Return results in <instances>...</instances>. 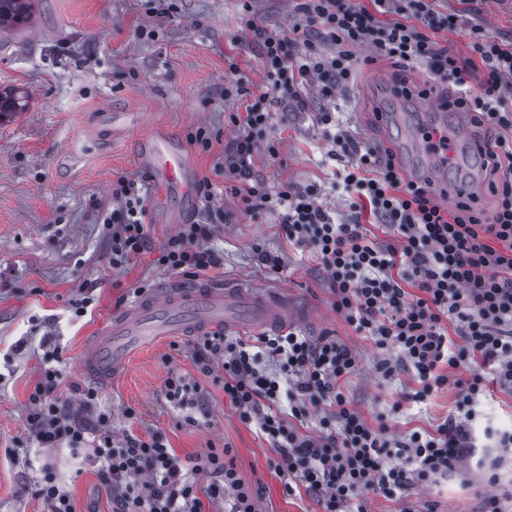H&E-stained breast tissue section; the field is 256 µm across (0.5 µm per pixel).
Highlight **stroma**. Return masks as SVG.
I'll return each mask as SVG.
<instances>
[{
  "mask_svg": "<svg viewBox=\"0 0 512 512\" xmlns=\"http://www.w3.org/2000/svg\"><path fill=\"white\" fill-rule=\"evenodd\" d=\"M177 9L162 15V0H35L31 24L0 30V87L27 91L24 112L0 124V512H49L37 494L44 465L71 493L79 512H110L111 502L88 448L63 443L40 448L26 434L32 410L29 395L40 375L44 341L59 347L67 377L61 398L77 400L83 385L81 360L99 331L120 309V297L134 298L144 286L157 288L171 272L151 256L122 269L110 262V232L101 214L116 202L112 184L122 175H141L135 137L112 133L98 123L103 112H131L138 130L166 126L179 139L206 127L219 137L210 151L192 149L198 180H210L212 201L197 198L184 206L175 196L149 195L145 222L154 245L164 244L179 226L158 221L161 210H179L192 224L209 216L211 246L224 256L222 269L200 272L199 280L244 281L260 290L283 289L303 308V334L330 335L348 346L357 367L342 391L372 425H385L395 437L433 431L456 412L454 383L413 401L420 385L411 372L385 377L375 364L378 350L333 308L330 282L316 258L297 250L275 214L243 213L238 198L214 172L224 145L235 136L230 113L243 110L241 99L224 96L230 66L244 81L263 85L258 46L247 29L255 20L297 37L299 0H173ZM437 10L458 14L452 30L433 32L437 42L470 57L471 24L496 41L512 40V0H436ZM156 29L152 40L138 38V27ZM406 80L423 89V68L399 71L389 61L366 66L354 82L336 91L335 123L371 143L402 150L403 132H382L377 115L398 108L394 88ZM263 138L277 156L257 150L254 172L275 190L284 185L315 187L321 202L346 220L344 174L351 161L330 152L323 126L313 113L278 110ZM235 216L225 223V213ZM262 244L284 261L282 272L263 268L253 253ZM94 290L91 314L75 316L70 302L84 287ZM196 337L185 336L140 354L129 372L101 386L102 404L112 414V431L139 436L159 431L179 456L229 451L242 480L260 489L258 512H324L304 489L286 491L277 475V458L254 425L243 423L224 398L221 383L200 372L193 355ZM179 372L205 391L209 415L189 424L163 395L170 372ZM471 423L476 446L454 476L428 481L386 497L362 496L364 512H482L486 495L512 508V455L505 456L500 482L490 487L480 463L494 441L487 429L512 427V389L484 381Z\"/></svg>",
  "mask_w": 512,
  "mask_h": 512,
  "instance_id": "stroma-1",
  "label": "stroma"
}]
</instances>
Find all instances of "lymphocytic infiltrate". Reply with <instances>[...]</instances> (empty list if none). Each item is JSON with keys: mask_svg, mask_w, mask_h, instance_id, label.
<instances>
[{"mask_svg": "<svg viewBox=\"0 0 512 512\" xmlns=\"http://www.w3.org/2000/svg\"><path fill=\"white\" fill-rule=\"evenodd\" d=\"M304 39L294 44L279 31L255 22L248 30L262 48L264 88L250 90L228 79L224 94L246 101L231 120L237 136L224 147L218 175L247 213L278 214L289 241L312 252L332 284L333 303L357 332L370 336L385 353L377 369L386 376L412 372L423 399L454 382L463 417L451 416L433 432L396 439L373 427L346 400L342 383L356 357L324 335L300 331L258 337L256 351L225 341L223 333L201 337L195 361L203 372L219 373L224 395L239 418L255 424L278 459L276 470L314 494L325 512H351L365 493L396 495L417 483L457 470L473 446V406L483 391V373L512 388V41L496 42L479 25L470 27L472 58L482 73L471 86L470 60L460 58L430 36L455 28L458 18L441 14L430 0H300ZM367 48L366 63L391 60L397 66H424L436 80L455 85L449 106L480 129L492 209L475 196L444 207L406 175L389 147L334 134L333 152L351 159L343 179L351 194L348 221L335 222L311 188L270 192L253 172L263 131L278 107L308 108L311 91L331 100L347 85ZM118 209L103 216L112 227V265L157 252L167 271L189 276L220 266L207 247L208 224H188L153 249L145 225L141 180L120 177L112 191ZM372 214L391 238L377 241L362 222ZM278 363L272 376L262 359ZM59 354H52L29 396L28 432L40 447L84 444L96 435L94 456L112 512H212L229 500V512H257L259 493L246 484L223 454L212 451L179 457L161 433L112 438L110 417L98 409L99 393L84 389L77 405L61 403L57 390L66 377ZM465 369L470 380L450 379ZM319 410L317 435L300 433L297 423Z\"/></svg>", "mask_w": 512, "mask_h": 512, "instance_id": "f902f5d3", "label": "lymphocytic infiltrate"}]
</instances>
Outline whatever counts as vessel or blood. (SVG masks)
<instances>
[{
    "instance_id": "b4317fda",
    "label": "vessel or blood",
    "mask_w": 512,
    "mask_h": 512,
    "mask_svg": "<svg viewBox=\"0 0 512 512\" xmlns=\"http://www.w3.org/2000/svg\"><path fill=\"white\" fill-rule=\"evenodd\" d=\"M405 168L438 196L452 200L471 193L469 184L445 185L440 173L448 163L429 151L422 136L409 138ZM138 164L162 195L194 197L196 169L185 145L164 128L141 136L136 144ZM302 310L288 297H268L244 282H164L150 296L114 314L85 356L82 371L94 382H105L128 369L130 357L148 336H194L214 329L276 331L296 326Z\"/></svg>"
}]
</instances>
